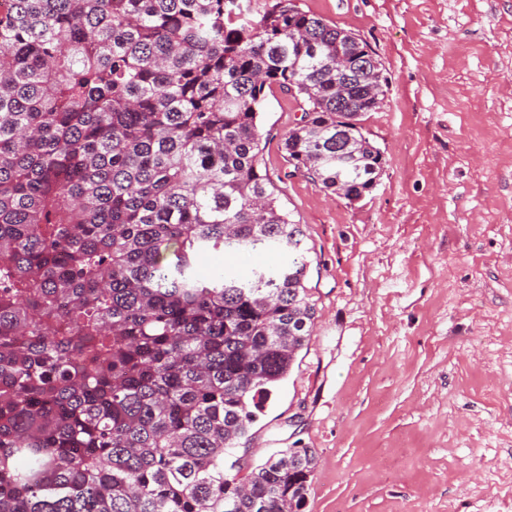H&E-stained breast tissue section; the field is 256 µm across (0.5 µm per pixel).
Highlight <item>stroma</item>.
Returning a JSON list of instances; mask_svg holds the SVG:
<instances>
[{
  "instance_id": "stroma-1",
  "label": "stroma",
  "mask_w": 512,
  "mask_h": 512,
  "mask_svg": "<svg viewBox=\"0 0 512 512\" xmlns=\"http://www.w3.org/2000/svg\"><path fill=\"white\" fill-rule=\"evenodd\" d=\"M388 79L357 201L297 172L267 89L263 163L310 250L312 335L235 457L312 448L304 512H512V0H296Z\"/></svg>"
}]
</instances>
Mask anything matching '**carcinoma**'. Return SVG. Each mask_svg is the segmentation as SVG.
I'll return each mask as SVG.
<instances>
[{"mask_svg":"<svg viewBox=\"0 0 512 512\" xmlns=\"http://www.w3.org/2000/svg\"><path fill=\"white\" fill-rule=\"evenodd\" d=\"M341 37L294 0H0V512H303L312 449L244 477L224 453L315 320L265 88H295L284 148L323 190L383 170L360 118L386 79ZM263 248L282 261L197 272Z\"/></svg>","mask_w":512,"mask_h":512,"instance_id":"obj_1","label":"carcinoma"}]
</instances>
